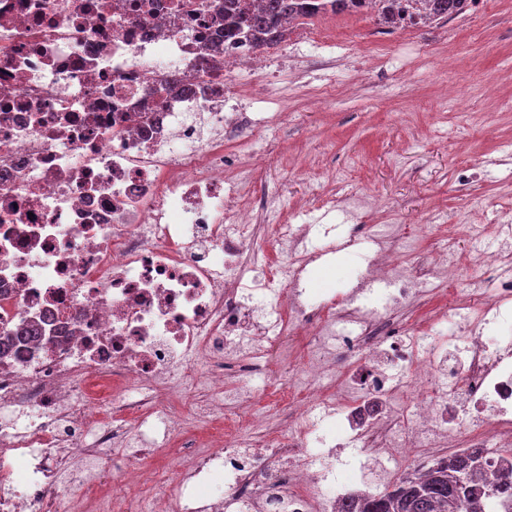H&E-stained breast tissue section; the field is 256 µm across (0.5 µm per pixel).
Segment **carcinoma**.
<instances>
[{
  "label": "carcinoma",
  "instance_id": "obj_1",
  "mask_svg": "<svg viewBox=\"0 0 512 512\" xmlns=\"http://www.w3.org/2000/svg\"><path fill=\"white\" fill-rule=\"evenodd\" d=\"M419 19H453L465 11L466 0H420ZM363 0H258L250 8L240 0H224V39L243 34L259 46L286 38L285 19L314 18L328 12H357ZM475 457L452 454L440 458L424 473L402 478L385 492L360 497L346 505L345 512H497L491 506L503 498V512H512V480L504 478L493 489L480 484Z\"/></svg>",
  "mask_w": 512,
  "mask_h": 512
}]
</instances>
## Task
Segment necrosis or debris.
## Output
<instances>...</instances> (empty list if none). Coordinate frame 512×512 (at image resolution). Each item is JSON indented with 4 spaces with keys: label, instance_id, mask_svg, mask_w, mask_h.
Masks as SVG:
<instances>
[{
    "label": "necrosis or debris",
    "instance_id": "necrosis-or-debris-1",
    "mask_svg": "<svg viewBox=\"0 0 512 512\" xmlns=\"http://www.w3.org/2000/svg\"><path fill=\"white\" fill-rule=\"evenodd\" d=\"M244 66L267 56L225 42L224 0H0V334L37 326L0 359V512H129L143 495L154 512H340L443 448L493 483L512 469V215L449 226L408 267L400 245L431 225L377 241L395 306L482 267L467 312L401 322L313 299L309 226L256 237L276 183L224 193L236 130L266 123ZM288 338L301 375L259 398L289 421L244 420L225 366L275 372ZM159 416L162 440L145 438ZM161 455L180 457L174 477L149 468Z\"/></svg>",
    "mask_w": 512,
    "mask_h": 512
}]
</instances>
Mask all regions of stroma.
Instances as JSON below:
<instances>
[{"label": "stroma", "instance_id": "1", "mask_svg": "<svg viewBox=\"0 0 512 512\" xmlns=\"http://www.w3.org/2000/svg\"><path fill=\"white\" fill-rule=\"evenodd\" d=\"M299 43L251 111L282 118L247 131L277 166L279 212L310 225L323 249L304 285L314 294L357 288L376 254L354 209L313 210L317 195H369L392 224L427 211L444 224H482L512 210V0H481L458 18L385 31L376 14L302 20ZM329 89L324 107L312 96ZM475 168L463 182V167ZM355 237L331 252L337 238Z\"/></svg>", "mask_w": 512, "mask_h": 512}]
</instances>
